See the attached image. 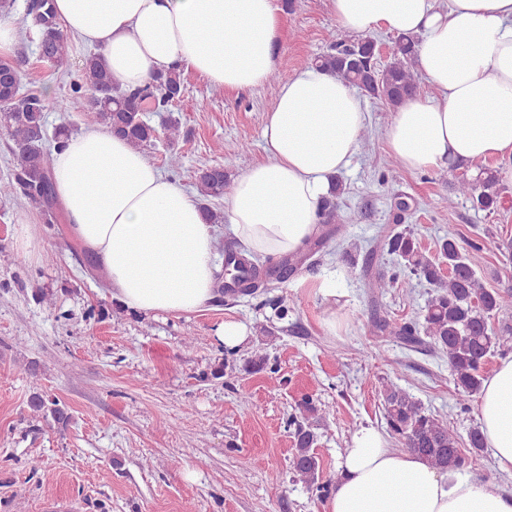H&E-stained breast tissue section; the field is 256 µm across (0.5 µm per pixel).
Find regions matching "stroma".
I'll return each mask as SVG.
<instances>
[{"label":"stroma","mask_w":512,"mask_h":512,"mask_svg":"<svg viewBox=\"0 0 512 512\" xmlns=\"http://www.w3.org/2000/svg\"><path fill=\"white\" fill-rule=\"evenodd\" d=\"M26 7L15 0L10 18L19 36L6 57L19 70L22 93L42 98L49 127L80 133V102L90 94L81 64L94 48L72 35L63 64L44 60ZM335 31L331 0H298L283 16L277 81L230 91L185 72L179 100L147 114L157 127L167 115L179 117L181 135L171 146L158 141L146 157L169 170V153H178L182 166L170 176L189 190L203 167L240 176L263 157L264 117L280 82L325 51ZM364 106L369 123L336 199L347 224L342 236L308 243L304 264L282 280L268 275L275 260L255 259L262 287L254 294L224 293L189 316L144 319L118 311L108 288L86 272V251L62 209L49 223L41 207L16 196L13 142L0 129V512H324L318 492L291 470L289 420L305 396L319 408L326 481L357 429L384 428L386 384L408 390L460 435L478 427V400L455 389L446 358L373 330L379 316L417 320L427 285L402 278L378 294L369 283L392 267L381 242L395 229L414 232L432 257L455 237L486 287L512 291V201L491 215L462 200L449 205L458 169L392 166L383 140L391 114L369 98ZM243 141L248 151L239 150ZM402 198L408 210H398ZM22 224L37 243L30 260L15 248ZM329 271L336 274L333 299L314 287ZM42 289L53 292V304L38 300ZM274 301L287 307L285 318L274 315ZM228 315L252 328L231 354L213 339ZM259 347L268 369L246 372ZM32 363L40 381L27 371ZM37 384L68 409L67 431L32 415Z\"/></svg>","instance_id":"1"}]
</instances>
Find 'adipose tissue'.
Instances as JSON below:
<instances>
[{
	"mask_svg": "<svg viewBox=\"0 0 512 512\" xmlns=\"http://www.w3.org/2000/svg\"><path fill=\"white\" fill-rule=\"evenodd\" d=\"M339 30L418 41L434 91L393 112L389 154L410 172L512 160V0H331ZM56 17L100 49L122 88L192 70L213 86H263L283 54L278 0H54ZM359 91L313 64L297 68L266 113L264 157L224 201L225 225L197 197L106 127L55 152V197L96 259L114 304L135 316L188 315L218 295L214 244L224 230L267 258L297 252L318 231L322 201L360 149ZM480 428L512 476V355L483 383ZM325 512H512V492L431 467L391 448L376 428L351 438Z\"/></svg>",
	"mask_w": 512,
	"mask_h": 512,
	"instance_id": "1",
	"label": "adipose tissue"
}]
</instances>
